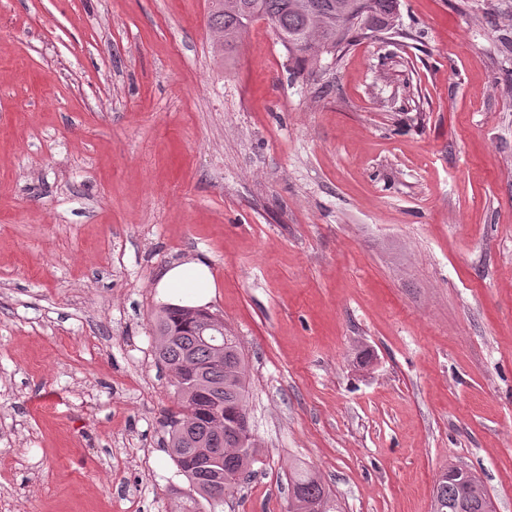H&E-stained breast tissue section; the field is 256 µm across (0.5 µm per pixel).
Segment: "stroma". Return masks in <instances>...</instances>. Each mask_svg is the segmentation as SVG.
Wrapping results in <instances>:
<instances>
[{"mask_svg": "<svg viewBox=\"0 0 512 512\" xmlns=\"http://www.w3.org/2000/svg\"><path fill=\"white\" fill-rule=\"evenodd\" d=\"M309 80L209 0H0V512H178L155 283L199 259L258 461L224 512H512V0H399ZM288 496L289 512H307L302 511V506H298L296 511H291L292 501L319 503L323 507V511L320 512H341L337 496L314 473L301 465L292 468L288 480ZM454 468L442 472L435 483L433 512H492L484 486L473 476L456 474ZM466 506L467 510L459 511Z\"/></svg>", "mask_w": 512, "mask_h": 512, "instance_id": "35a3bbf8", "label": "stroma"}]
</instances>
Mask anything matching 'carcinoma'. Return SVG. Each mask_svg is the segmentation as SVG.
I'll list each match as a JSON object with an SVG mask.
<instances>
[{
  "instance_id": "carcinoma-1",
  "label": "carcinoma",
  "mask_w": 512,
  "mask_h": 512,
  "mask_svg": "<svg viewBox=\"0 0 512 512\" xmlns=\"http://www.w3.org/2000/svg\"><path fill=\"white\" fill-rule=\"evenodd\" d=\"M398 0H211L209 28L223 35L238 33L256 18L271 21L289 57L303 64L308 77L318 76L316 49L339 54L358 38H372L395 19ZM158 360L172 373L180 404L166 422L168 445L190 491L182 512H224V498L241 486L240 461L253 463V442L239 444L237 414L247 413L243 355L229 332L219 335L224 363L214 359L203 342L199 326L180 307L167 306L155 322ZM224 412V454L205 455L202 445L214 439L204 411ZM289 501L316 502L323 512H341L340 502L309 469L296 465L288 480ZM489 512L491 502L476 477L466 478L448 469L435 483L432 512Z\"/></svg>"
}]
</instances>
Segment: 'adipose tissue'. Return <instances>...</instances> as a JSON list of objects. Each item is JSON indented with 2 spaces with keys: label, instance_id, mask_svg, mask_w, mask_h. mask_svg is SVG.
<instances>
[{
  "label": "adipose tissue",
  "instance_id": "1",
  "mask_svg": "<svg viewBox=\"0 0 512 512\" xmlns=\"http://www.w3.org/2000/svg\"><path fill=\"white\" fill-rule=\"evenodd\" d=\"M165 303L179 306H203L213 296L214 283L202 260L172 263L156 283Z\"/></svg>",
  "mask_w": 512,
  "mask_h": 512
}]
</instances>
